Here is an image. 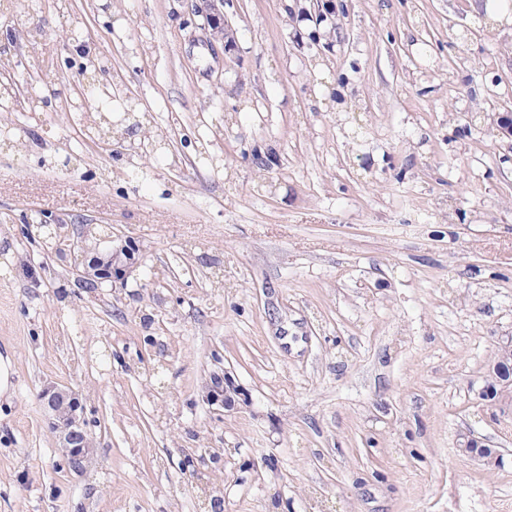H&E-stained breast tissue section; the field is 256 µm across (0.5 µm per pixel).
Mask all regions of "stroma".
Instances as JSON below:
<instances>
[{
	"mask_svg": "<svg viewBox=\"0 0 512 512\" xmlns=\"http://www.w3.org/2000/svg\"><path fill=\"white\" fill-rule=\"evenodd\" d=\"M223 11L214 45L186 0H0V512H512V418L478 397L512 334V10ZM89 74L126 92L93 142ZM130 105L165 163L119 147ZM35 210L140 265L81 287ZM47 381L82 397L83 469ZM40 400L57 433L59 449L72 468L81 469L94 448L78 394L71 388L52 383L44 386ZM460 447L466 453L481 459L489 467H499L502 463L503 455L498 449L480 445L478 441L472 438L464 440Z\"/></svg>",
	"mask_w": 512,
	"mask_h": 512,
	"instance_id": "stroma-1",
	"label": "stroma"
}]
</instances>
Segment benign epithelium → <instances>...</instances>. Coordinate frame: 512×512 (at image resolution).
Listing matches in <instances>:
<instances>
[{
	"label": "benign epithelium",
	"instance_id": "1",
	"mask_svg": "<svg viewBox=\"0 0 512 512\" xmlns=\"http://www.w3.org/2000/svg\"><path fill=\"white\" fill-rule=\"evenodd\" d=\"M224 0H195L194 10L202 15L214 42L229 37L224 21ZM56 249L70 256L72 270L77 277L92 287L112 286L124 281L128 271L137 263L139 248L130 240L114 243L112 235L101 236L88 242L86 236L61 239ZM480 399L491 401L502 410L512 413V336L498 343L494 356L487 366L486 383L478 393ZM44 410L51 419V427L57 433L59 449L70 466L81 469L93 452V442L78 394L56 383L44 386L40 393ZM463 451L481 459L489 467L501 465L503 455L496 448H489L468 438L461 444Z\"/></svg>",
	"mask_w": 512,
	"mask_h": 512
}]
</instances>
